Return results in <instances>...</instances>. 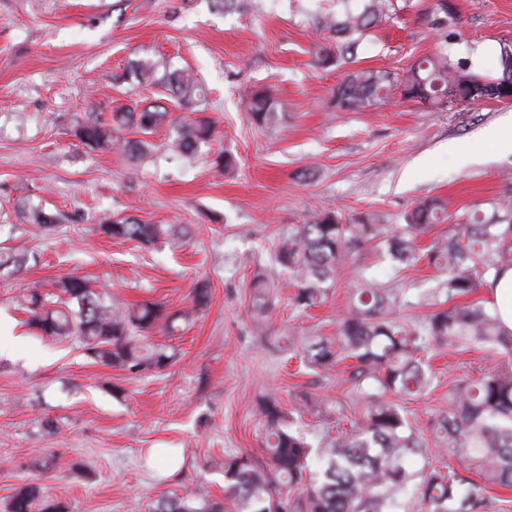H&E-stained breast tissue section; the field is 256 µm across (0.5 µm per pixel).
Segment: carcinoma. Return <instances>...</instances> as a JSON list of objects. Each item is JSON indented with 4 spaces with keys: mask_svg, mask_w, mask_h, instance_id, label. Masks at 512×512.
Instances as JSON below:
<instances>
[{
    "mask_svg": "<svg viewBox=\"0 0 512 512\" xmlns=\"http://www.w3.org/2000/svg\"><path fill=\"white\" fill-rule=\"evenodd\" d=\"M316 17V26L335 44L315 51L322 69L342 70L332 102L339 110L364 109L397 97L438 106L503 101L512 98V49L501 55L500 71L483 77L466 64L448 61L442 45L432 56L416 61L402 76L354 67L357 49L371 29L391 16L396 0H362ZM117 80L158 89L157 96L114 112L111 119L91 115L71 129L83 145L115 150L136 164L153 147L148 137L166 125L169 133L159 148L191 159L202 149L213 152L212 169L222 175L234 168L235 158L217 141L215 122L208 117H173L165 102L181 109L200 106L205 87L192 72L168 60L138 59ZM246 119L261 129L278 121L275 101L256 89L244 101ZM447 205L438 198L419 202L395 231L377 214L344 215L322 208L291 225L275 249V265L295 288V308L320 305L333 288L336 272L365 248L387 257L399 272L421 260L444 274L439 288L445 301L436 304L421 323L412 325L394 316L404 304L397 286L358 275L359 284L336 336H290L288 350L310 372L328 378L346 363L343 380L364 404L361 418L315 446L297 425L294 412L273 396L257 400L264 420L262 456L236 455L224 460V501L205 491L183 496L162 495L153 512H486L490 486L512 489V334L504 333L497 317L481 301L464 302L483 287L493 271L512 265V205L501 203L491 214L475 208L459 216L448 233L421 248L418 240L447 220ZM24 224L52 230L64 216L31 201L17 207ZM105 236L151 246L176 230L166 224H145L135 217L103 219ZM29 255L0 249V270L20 271ZM55 290L38 285L16 298L29 315L28 325L51 340L74 339L96 364L136 376L163 371L176 360L171 348L150 341L155 331L175 332L207 303L199 286L190 310L169 314L158 300L131 306L101 284L70 275L54 283ZM252 310L261 319L272 304L273 284L264 276L250 282ZM433 345L467 348L479 345L501 358L495 370L458 384L448 411L421 434L402 400L421 397L434 375L426 360ZM444 448L459 467L434 465L429 456ZM423 460L413 469L408 460ZM7 512H69L68 505L43 491L36 479L17 488Z\"/></svg>",
    "mask_w": 512,
    "mask_h": 512,
    "instance_id": "cac0c4a2",
    "label": "carcinoma"
}]
</instances>
